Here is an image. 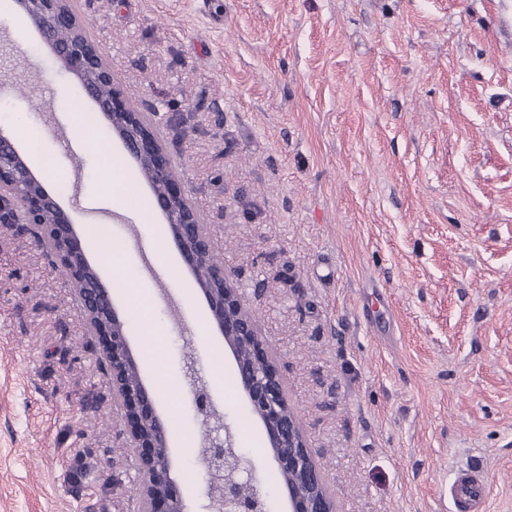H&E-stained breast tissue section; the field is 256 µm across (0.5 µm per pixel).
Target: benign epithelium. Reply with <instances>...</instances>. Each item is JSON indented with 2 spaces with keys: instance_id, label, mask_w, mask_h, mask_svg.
<instances>
[{
  "instance_id": "benign-epithelium-1",
  "label": "benign epithelium",
  "mask_w": 512,
  "mask_h": 512,
  "mask_svg": "<svg viewBox=\"0 0 512 512\" xmlns=\"http://www.w3.org/2000/svg\"><path fill=\"white\" fill-rule=\"evenodd\" d=\"M13 5L37 29L59 67L77 80L108 120L149 184L185 266L194 274L208 269V278L198 287L206 298L210 320L235 357L250 414L262 423L265 448L282 475L281 489L288 495L290 512H336L323 490V475L298 418L285 399L277 362L259 338L257 325L224 265L211 262L214 246L207 225L178 183L146 113L135 110L114 85L104 53L83 34L73 0H13ZM0 224H33L36 236L58 241L59 247L49 250V256L67 271L87 262L70 216L1 131ZM95 278L98 288L80 299L90 330L102 338V356L112 357L107 362L112 393L126 406L128 435L139 452L143 512H188L179 482L171 475L167 420L157 412L154 393L143 382L129 346L127 322L112 303V288L101 274ZM185 379L198 423L224 430V447L212 449L206 460V512H270L271 496L256 476L254 460L236 448L229 425L219 420L208 382L192 357L185 362Z\"/></svg>"
}]
</instances>
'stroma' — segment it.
<instances>
[{
    "label": "stroma",
    "instance_id": "stroma-1",
    "mask_svg": "<svg viewBox=\"0 0 512 512\" xmlns=\"http://www.w3.org/2000/svg\"><path fill=\"white\" fill-rule=\"evenodd\" d=\"M146 112L283 376L337 512H455L475 469L512 512V0H75ZM83 113L93 139L79 143ZM56 164L77 232L126 248L114 303L190 481L186 355L265 484L277 466L164 218L113 206L136 170L32 26L0 16V129ZM83 165L74 168L73 157ZM149 292V322L129 291ZM98 342L63 268L0 224V512H140ZM226 383H216V372ZM15 134L24 142L30 162L38 168L48 170L44 163V158L39 147L37 135L31 132L28 133L27 130L22 126L15 128Z\"/></svg>",
    "mask_w": 512,
    "mask_h": 512
}]
</instances>
